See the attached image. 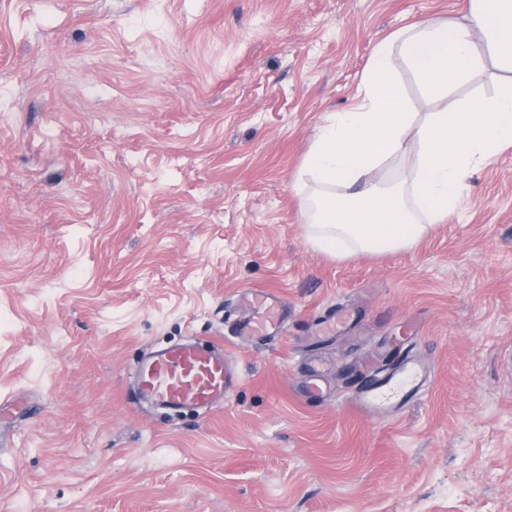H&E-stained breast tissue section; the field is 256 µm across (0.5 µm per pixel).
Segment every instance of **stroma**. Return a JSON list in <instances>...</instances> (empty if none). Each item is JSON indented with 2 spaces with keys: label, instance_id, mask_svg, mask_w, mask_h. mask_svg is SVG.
Here are the masks:
<instances>
[{
  "label": "stroma",
  "instance_id": "stroma-1",
  "mask_svg": "<svg viewBox=\"0 0 512 512\" xmlns=\"http://www.w3.org/2000/svg\"><path fill=\"white\" fill-rule=\"evenodd\" d=\"M463 0H0V512H512V146L410 248H313L296 175L375 46ZM483 68L425 115L512 74ZM283 334L244 342L245 289ZM354 323L316 335L330 306ZM223 343L206 415L133 405L150 348ZM394 347L424 396L364 415ZM318 359L328 394L304 399Z\"/></svg>",
  "mask_w": 512,
  "mask_h": 512
}]
</instances>
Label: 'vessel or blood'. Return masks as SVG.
Masks as SVG:
<instances>
[{"instance_id": "b4317fda", "label": "vessel or blood", "mask_w": 512, "mask_h": 512, "mask_svg": "<svg viewBox=\"0 0 512 512\" xmlns=\"http://www.w3.org/2000/svg\"><path fill=\"white\" fill-rule=\"evenodd\" d=\"M240 302L252 315L238 323V338H265L283 331L284 307L276 295L252 290L242 294ZM356 373L352 402L367 412L418 400L424 392L426 369L420 356L411 351H396L385 369L368 361ZM133 374L132 400L147 402L171 415L207 413L223 406L240 382L223 348L193 340L150 351L135 365Z\"/></svg>"}]
</instances>
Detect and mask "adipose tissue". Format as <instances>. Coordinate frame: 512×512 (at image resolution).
Returning <instances> with one entry per match:
<instances>
[{"instance_id": "adipose-tissue-1", "label": "adipose tissue", "mask_w": 512, "mask_h": 512, "mask_svg": "<svg viewBox=\"0 0 512 512\" xmlns=\"http://www.w3.org/2000/svg\"><path fill=\"white\" fill-rule=\"evenodd\" d=\"M464 8L466 23L417 22L380 42L358 104L319 126L299 170L319 187L302 203L315 249L347 258L411 246L462 204L469 173L512 145V84L420 118L400 83L403 68L426 98L439 99L472 82L482 69L478 36L512 71V0H465ZM409 148L417 162L408 179L372 181L373 172Z\"/></svg>"}]
</instances>
